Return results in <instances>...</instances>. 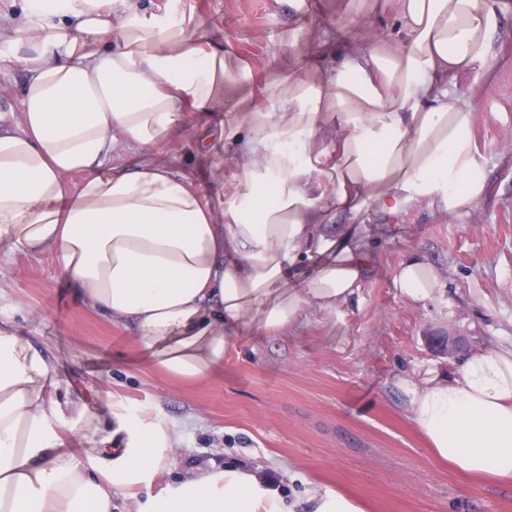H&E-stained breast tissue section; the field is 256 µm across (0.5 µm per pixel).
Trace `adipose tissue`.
I'll list each match as a JSON object with an SVG mask.
<instances>
[{"label": "adipose tissue", "mask_w": 512, "mask_h": 512, "mask_svg": "<svg viewBox=\"0 0 512 512\" xmlns=\"http://www.w3.org/2000/svg\"><path fill=\"white\" fill-rule=\"evenodd\" d=\"M4 22L22 110L0 125V258L51 254L83 305L131 332L169 376L224 364L231 336H277L362 288L368 213L425 201L463 217L486 199L474 109L457 90L489 69L507 0H352V24L302 55L325 15L294 22L263 76L231 65L193 15L137 0H25ZM223 113L204 148L234 158L197 181L154 156L186 118ZM403 298L435 299L434 266L409 251ZM407 412L459 475L512 485V348L467 354L454 377H399ZM54 359L0 322V512H114L167 469L177 431L145 415L100 426ZM81 436V451L67 435ZM150 512H291L248 469L180 478Z\"/></svg>", "instance_id": "1"}]
</instances>
